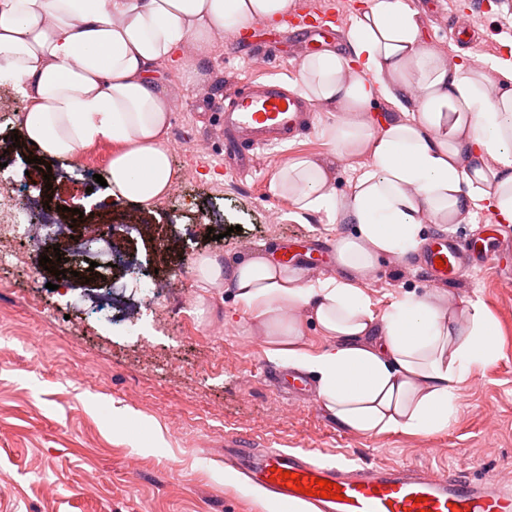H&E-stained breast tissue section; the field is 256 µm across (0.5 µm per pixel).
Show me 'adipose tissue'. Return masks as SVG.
<instances>
[{
    "label": "adipose tissue",
    "mask_w": 512,
    "mask_h": 512,
    "mask_svg": "<svg viewBox=\"0 0 512 512\" xmlns=\"http://www.w3.org/2000/svg\"><path fill=\"white\" fill-rule=\"evenodd\" d=\"M295 0H0V82L31 101L21 137L42 155L71 159L114 144L112 197L151 207L177 180L166 145L172 99L159 64L180 55L202 75L214 38L251 22H275ZM347 52L325 50L301 64V96L333 119L321 129L333 159L368 163L349 193L331 184L330 161H287L272 189L297 211H325L351 225L334 248L335 276L261 254L234 267L194 261L203 287L225 286L246 308L267 354L317 381L324 408L370 436L446 430L459 389L499 357L491 315L444 293H405L376 312L365 290L380 262L416 252L426 224H462L475 207L512 224V52L483 70L446 62L430 48L406 0H368ZM395 109L368 121L378 100ZM313 323L321 351L303 345Z\"/></svg>",
    "instance_id": "obj_1"
}]
</instances>
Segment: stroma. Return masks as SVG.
I'll return each mask as SVG.
<instances>
[{"label":"stroma","mask_w":512,"mask_h":512,"mask_svg":"<svg viewBox=\"0 0 512 512\" xmlns=\"http://www.w3.org/2000/svg\"><path fill=\"white\" fill-rule=\"evenodd\" d=\"M407 2L422 15L427 44L448 62L478 56L488 72L512 48V10L501 0ZM453 14L470 16L475 46L451 35ZM305 55V44L288 33L249 27L216 37L205 81L188 78L179 59L160 64L163 77L183 89L167 134L171 163L195 176L176 182L152 211L119 204L141 226L126 235V248L172 283L156 304L127 286L114 297L115 307L142 317L141 333L113 334L92 310L93 293L79 303L75 292L52 289L56 277L39 260L53 255V241L30 247L25 267L0 265V512H263L258 488L224 466V444L236 438L355 464L512 477V226L488 232L489 210L473 208L469 223L448 232L464 245L486 244L503 268L466 272L447 291L494 316L500 357L462 384L456 418L442 432L370 436L341 426L316 389L289 398L267 377L287 378L290 370L267 356L265 339L250 332L232 290L198 285L199 254L218 255L228 266L261 251L277 260L288 239L298 240L294 265L310 279L336 273L317 243L335 244L349 225L324 212H297L288 195L271 190L287 160L328 157L320 129L330 115L311 112L295 141L255 150L249 174L224 167L217 113L227 97L268 77L297 91ZM29 151L21 143L0 177L24 195L51 200L48 219L71 224L76 208L92 218L93 204L108 197L96 178L108 173L111 143L73 160L42 158L33 169ZM436 288L415 256L381 262L367 292L384 311L406 292ZM185 293L194 299L188 311L181 307Z\"/></svg>","instance_id":"1"}]
</instances>
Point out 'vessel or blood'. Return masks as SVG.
<instances>
[{
  "mask_svg": "<svg viewBox=\"0 0 512 512\" xmlns=\"http://www.w3.org/2000/svg\"><path fill=\"white\" fill-rule=\"evenodd\" d=\"M224 133L243 146L236 158L239 172L252 169L251 149L288 142L304 125L303 102L282 82L267 81L234 94L224 108ZM433 280H459L468 262H497V255L473 251L463 258L444 236L428 242L423 255ZM225 466L271 495L284 506L310 505L314 512H512V488L458 474L439 475L416 466H365L340 460L322 461L304 451L229 446ZM326 479L336 498L309 496L303 486Z\"/></svg>",
  "mask_w": 512,
  "mask_h": 512,
  "instance_id": "vessel-or-blood-1",
  "label": "vessel or blood"
}]
</instances>
